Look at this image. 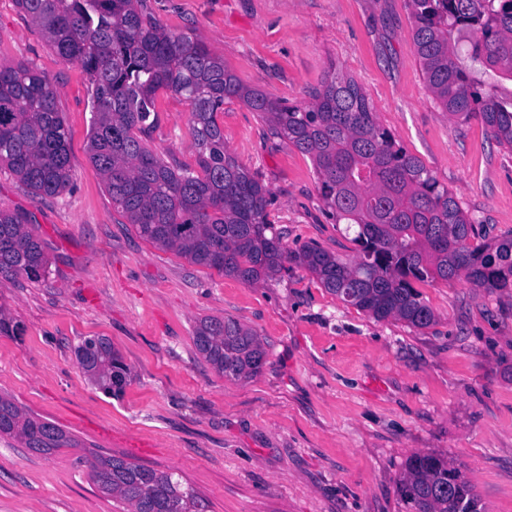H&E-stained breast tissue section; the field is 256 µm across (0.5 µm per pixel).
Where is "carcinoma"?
I'll return each mask as SVG.
<instances>
[{"label": "carcinoma", "mask_w": 512, "mask_h": 512, "mask_svg": "<svg viewBox=\"0 0 512 512\" xmlns=\"http://www.w3.org/2000/svg\"><path fill=\"white\" fill-rule=\"evenodd\" d=\"M413 41L428 86L450 116L478 118L512 149V96H498L479 77L512 82V0H408ZM49 45L89 77L91 162L112 207L139 235L190 262L254 285L291 262L309 270L343 302L377 321L394 318L424 329L435 314L418 283L464 280L477 288L512 289V238L478 241L473 222L414 155L377 121L366 95L330 67L301 107L243 86L193 33L156 22L146 0H16ZM467 42V59L457 44ZM170 91L191 104L188 124L198 169L174 167L148 149L145 134L158 119L156 94ZM237 99L271 135L310 157L324 210L355 245L345 259L317 245L288 248L274 231L271 191L224 148L217 114ZM69 132L56 107L51 79L27 63L0 65V168L33 196L70 185ZM27 217L0 210V279L37 282L49 274L42 242ZM197 349L221 374L258 375L268 353L239 321L204 319ZM88 379L109 395L120 392L127 368L104 338L76 350ZM33 453L77 448L59 426L0 395V438ZM90 476L99 491L130 512H207V503L172 472L125 457L93 453ZM412 512H484L473 486L435 454L410 458L399 487Z\"/></svg>", "instance_id": "cac0c4a2"}]
</instances>
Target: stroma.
Masks as SVG:
<instances>
[{"mask_svg":"<svg viewBox=\"0 0 512 512\" xmlns=\"http://www.w3.org/2000/svg\"><path fill=\"white\" fill-rule=\"evenodd\" d=\"M164 27L190 31L246 87L305 106L329 69L354 79L379 124L447 186L480 233L512 235V150L480 119L439 106L422 73L407 0H147ZM27 62L57 89L70 133L71 185L33 198L0 170V209L27 215L51 260L37 283H0L22 327L0 334V395L75 436L36 455L0 439V512H123L85 456L173 471L209 512H409V458L435 453L470 481L486 512H512V292L462 281L419 290L435 313L417 329L378 321L286 264L249 285L143 239L112 207L87 151L89 81L14 0H0V64ZM146 143L195 166L191 105L162 90ZM218 121L237 163L272 191L268 208L295 249L353 257L326 214L309 156L258 113L225 102ZM232 317L268 351L248 380L218 373L194 342L202 319ZM109 340L130 370L116 396L93 385L75 349Z\"/></svg>","mask_w":512,"mask_h":512,"instance_id":"35a3bbf8","label":"stroma"}]
</instances>
